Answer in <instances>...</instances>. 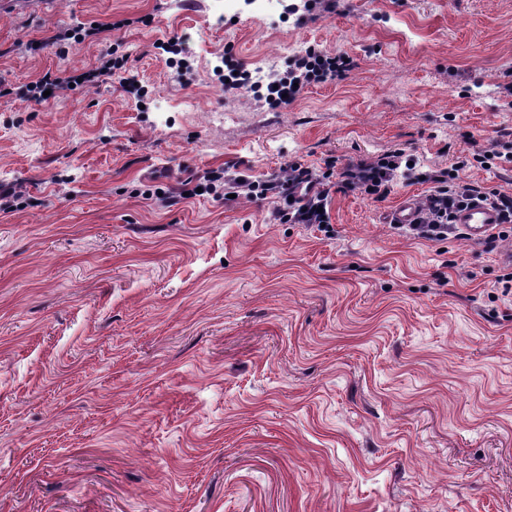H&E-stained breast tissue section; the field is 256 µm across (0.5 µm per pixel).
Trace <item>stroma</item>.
Listing matches in <instances>:
<instances>
[{
  "label": "stroma",
  "mask_w": 512,
  "mask_h": 512,
  "mask_svg": "<svg viewBox=\"0 0 512 512\" xmlns=\"http://www.w3.org/2000/svg\"><path fill=\"white\" fill-rule=\"evenodd\" d=\"M293 2L0 0V512H512V237L395 229L426 183L333 193L329 236L157 196L389 149L512 192L473 158L512 155V0ZM310 47L356 66L275 110L220 79ZM113 52L144 98L18 95Z\"/></svg>",
  "instance_id": "obj_1"
}]
</instances>
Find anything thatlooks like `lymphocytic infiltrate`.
<instances>
[{"instance_id": "lymphocytic-infiltrate-1", "label": "lymphocytic infiltrate", "mask_w": 512, "mask_h": 512, "mask_svg": "<svg viewBox=\"0 0 512 512\" xmlns=\"http://www.w3.org/2000/svg\"><path fill=\"white\" fill-rule=\"evenodd\" d=\"M122 59H107L100 66L63 78L45 73L30 83L26 90L28 100L43 102L45 91H58L64 83L74 85L95 84L102 77L122 70ZM354 67L344 55H330L314 48L293 56L286 71L274 81L266 101L271 108H278L284 100H296L307 87L328 81L344 79ZM422 181L432 185V190L415 207L413 231L431 241L447 239L454 226V214L461 207L479 200L498 209L504 223L512 224V194L488 189L466 180L459 167L445 168L428 173H417L415 166L405 163L402 150L394 149L376 157L359 159L345 168H337L335 160H328L325 171L290 165L285 174L263 180L232 176L224 169L206 172L201 182H186L184 191H203L206 194L223 193L262 197L274 202L271 213L277 224H314L321 231H328L331 216L328 211L333 185L346 191H358L371 199L382 201L391 193L397 180Z\"/></svg>"}]
</instances>
